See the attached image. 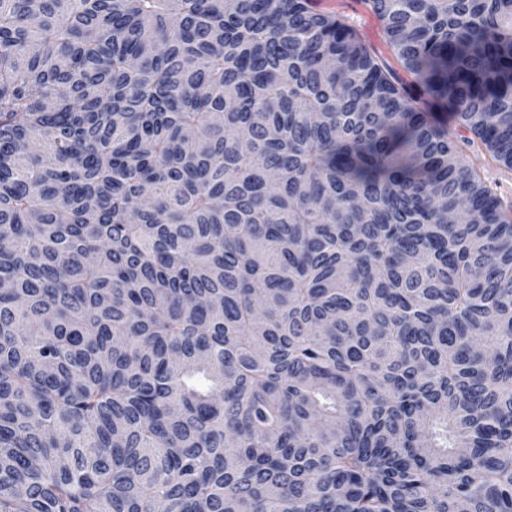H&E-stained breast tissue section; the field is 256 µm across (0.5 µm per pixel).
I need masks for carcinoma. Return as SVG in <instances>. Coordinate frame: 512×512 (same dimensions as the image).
Segmentation results:
<instances>
[{"label":"carcinoma","mask_w":512,"mask_h":512,"mask_svg":"<svg viewBox=\"0 0 512 512\" xmlns=\"http://www.w3.org/2000/svg\"><path fill=\"white\" fill-rule=\"evenodd\" d=\"M0 0V512H512V0ZM308 3L317 12L332 14L352 27L365 46L398 79L406 82L414 79L387 45L381 23L370 8L368 0H309ZM464 159L497 193L505 208L512 210V170L493 160L478 138L470 131L452 130Z\"/></svg>","instance_id":"cac0c4a2"}]
</instances>
